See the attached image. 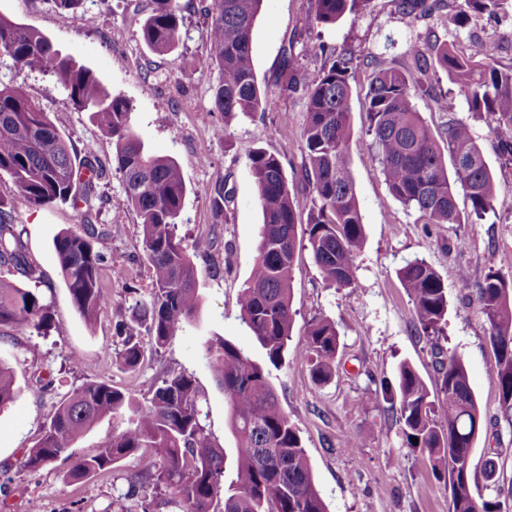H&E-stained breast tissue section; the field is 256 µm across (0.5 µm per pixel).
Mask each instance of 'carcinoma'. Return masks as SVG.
I'll return each instance as SVG.
<instances>
[{
    "label": "carcinoma",
    "instance_id": "carcinoma-1",
    "mask_svg": "<svg viewBox=\"0 0 512 512\" xmlns=\"http://www.w3.org/2000/svg\"><path fill=\"white\" fill-rule=\"evenodd\" d=\"M151 2L142 25L143 41L157 54L171 53L181 39L182 9L178 0ZM368 2L315 0L316 19L334 24L347 13L363 10ZM441 2L394 0L396 10L413 19L431 15ZM263 3L211 0L206 9L210 46L206 65L220 73L213 101L224 113L226 126L241 117L254 118L274 105L271 94L258 85L252 58L253 26ZM449 7L452 21L461 27L473 13L498 20L512 8V0H452ZM498 50L490 43L476 59L437 39L425 51L412 47L406 69L374 68L365 94L369 162L379 168L389 196L418 210L429 224L463 223L457 204L460 190L470 201V216L482 219L494 211L500 187L471 127L454 117L453 99L432 93L429 81L430 73L445 71L466 97L470 111L489 123L502 154L512 160V69L499 67ZM1 56L22 70L55 76L74 108L90 113L97 128L112 139V162L103 161L90 147L80 156L22 87L0 83V172L12 178L17 200L23 204H69L77 212L82 232H61L54 249L72 301L89 323L107 298L101 283L104 257L93 242L112 232V225L99 223L105 199L97 186L112 170L122 179L125 205L140 219L143 259L153 279L147 297L128 288L134 320L116 324L121 342L116 362L134 371L147 354L166 344L199 304L194 264L176 233L188 193L181 168L174 159L148 151L131 124L127 100L107 91L89 68L46 35L2 14ZM354 65L352 55L331 53L314 80L294 70L287 82L305 97L306 163L301 180L310 194L308 247L323 281L333 288L353 287L354 257L366 239L351 172L354 128L349 79ZM415 88L433 94L439 111L448 113L440 143L412 102ZM446 153L453 159L451 174L444 162ZM248 160L263 221L258 257L240 298V317L264 349L267 363L252 360L222 337L207 341L204 349L224 391L229 425L238 442L232 475H226L224 448L213 441L195 382L187 374L167 376L140 400L105 382H87L72 390L55 407L39 444L23 455V469L37 472L52 464L75 438L112 417L121 419L122 429L112 434L99 454L75 460L68 480L78 483L105 474L144 451L149 463L128 475L130 494L149 488L155 494L171 490L177 495L171 503L180 512H215L221 493L222 512H327L309 457L280 406L267 369L280 368L288 354L300 209L281 156L259 149ZM15 201L0 199V265L29 278L34 268L15 224ZM398 279L412 302L418 332L439 339L448 316V289L440 275L425 260L415 259L398 271ZM458 288L475 297L485 318L495 355L492 377L501 419L512 425V284L491 270L475 288L467 274H460ZM139 324L145 325V332L137 329ZM29 327L51 329L47 305L35 292L0 280V335ZM339 348L336 326L319 318L310 323L304 347L295 356L309 362L313 379L321 384L335 374ZM434 349L435 391L407 362L399 365L395 384L382 385L384 400L397 407L403 445L424 453L432 474L444 481L448 512H512V493L504 499H485L473 492L467 460L483 417L461 357L437 344ZM14 384L12 370L0 365V411L13 401ZM413 437L418 442H412Z\"/></svg>",
    "mask_w": 512,
    "mask_h": 512
}]
</instances>
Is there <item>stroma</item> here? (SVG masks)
Returning <instances> with one entry per match:
<instances>
[{
	"label": "stroma",
	"instance_id": "35a3bbf8",
	"mask_svg": "<svg viewBox=\"0 0 512 512\" xmlns=\"http://www.w3.org/2000/svg\"><path fill=\"white\" fill-rule=\"evenodd\" d=\"M184 9L181 41L165 55L152 52L141 38L151 9L150 0H84L69 19H60L50 0H0V13L37 29L59 48L88 67L113 94L126 99L131 122L146 147L173 158L180 166L189 193L177 233L193 256L200 304L195 317L183 323L167 345L136 370L112 364L120 350L115 324L130 317L128 287L141 294L151 289V272L140 262L141 225L124 204L118 175L98 186L112 205L101 220L112 233L96 241L103 255L121 253L134 262L124 274L103 270L108 299L95 324L76 310L60 275L55 236L76 229L77 214L67 205L50 208L18 205L15 222L35 268L32 278L0 267V279L32 289L50 308L54 327L49 333L15 330L0 336V364L16 376L14 402L0 411V471L12 481L0 488L5 512H141L138 497L127 493V475L138 469L141 456L123 460L110 473L72 483L67 473L77 458L100 451L115 425L104 419L72 443L52 465L29 473L19 468L23 453L43 435L54 409L67 393L91 381L106 382L140 396L164 373H185L195 381L206 423L214 441L224 449V465L233 469L237 442L229 427V410L203 357L206 341L223 337L252 360L264 362L262 348L240 320L239 299L250 277L260 241L262 214L248 156L263 149L282 156L288 178L304 165L301 133L306 118L302 93L277 95L273 110L256 118L225 125L213 104L219 81L217 69L204 68L209 53L207 20L200 0H179ZM442 9L419 20L398 14L392 0H370L367 8L333 24L316 20L311 0H265L252 38L255 74L261 87L274 88L282 76L283 49L296 39L300 49L294 65L315 78L325 59L319 46L350 53L360 62L352 73L351 144L355 183L366 241L354 259L355 285L326 286L307 248L305 224H298L297 257L293 270L292 346H302L312 320L333 321L341 348L336 373L325 384L315 382L301 360L286 359L271 369L270 381L280 404L298 430L328 512H448V492L431 474L421 453L403 447L395 415L375 390L380 380H395L400 363H410L427 386H435V358L419 336L411 301L401 287L398 271L409 261L425 259L448 287L446 345L466 363L484 425L477 439L472 477L484 498L497 488L512 487V425L500 417L499 393L492 379L495 358L487 325L476 301L465 300L457 288L460 273L481 282L488 271L512 281V163L497 152L485 120L476 118L444 71L431 82L436 91L455 99L453 114L440 112L433 97L417 93L413 103L435 136H442L449 117L468 123L500 185L495 211L484 220L466 224H425L421 213L387 194L378 168L367 160L369 139L365 93L373 63L409 65L408 49L430 36L453 43L460 53L480 55L487 43L501 45L499 66L512 67V19L487 24L471 16L464 27ZM0 82L22 86L69 138L74 150L93 147L111 158L112 141L76 111L55 77L17 68L0 57ZM225 135H216L219 126ZM228 197L225 216H217L211 198L215 188ZM52 375V391H40L38 376ZM365 437L362 448L347 451L353 434ZM497 465L498 484L483 477L486 459Z\"/></svg>",
	"mask_w": 512,
	"mask_h": 512
}]
</instances>
